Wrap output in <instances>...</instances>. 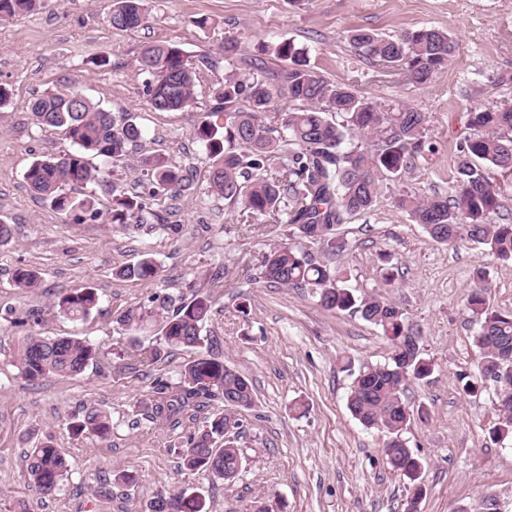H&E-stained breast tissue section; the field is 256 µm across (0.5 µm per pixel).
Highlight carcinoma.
I'll return each instance as SVG.
<instances>
[{"label": "carcinoma", "mask_w": 512, "mask_h": 512, "mask_svg": "<svg viewBox=\"0 0 512 512\" xmlns=\"http://www.w3.org/2000/svg\"><path fill=\"white\" fill-rule=\"evenodd\" d=\"M41 0H0V20L33 12ZM148 19L146 0H113L110 23L122 31L143 26ZM350 45L370 64L400 73L424 86L444 72L456 44L443 29L421 27L396 38L383 37L363 28L347 36ZM282 62L270 71L264 61L254 66L249 78L233 71L215 99L224 125L200 122L196 137L205 148L212 191L228 204L240 208L244 224H272L274 234L322 243L337 255L344 240L336 230L351 217L373 209L381 182L401 179L418 160L433 151L428 141V117L409 105H382L359 95L345 83L326 79L309 64L308 51L283 41L275 45ZM142 71L148 104L156 111H178L193 105L199 75L195 64L176 44L161 42L144 46ZM280 99L294 108L272 119L268 111ZM34 125L55 128L76 149L59 156L35 160L25 174L32 193L48 201L74 221L103 220L123 228L158 224L173 233L182 226L164 223L151 208L162 195H174L190 177V169L177 166L160 154H143L137 169L146 177L147 192L129 195L112 184V198L104 206L88 194L69 195V185L103 182L106 171L94 166L88 156L120 161L142 139L141 128L125 115L118 117L74 91H50L30 105ZM474 133L457 149L455 176L450 195L422 198L406 190L395 198L397 209L422 227L439 244L453 245L462 238L476 242L504 261H512V224H495L493 216L512 181L499 184L489 177L492 169L512 177V108L476 106L469 113ZM119 279L152 282L160 277V265L149 253L115 272ZM37 270L13 269V286L27 290L36 286ZM484 272L474 270V285L466 297V309L477 325L473 344L477 359L473 371L458 377L462 390L475 394L487 382L498 388L499 398L512 399V310L490 304ZM256 284L310 290L321 307L329 311H353L379 327L391 344L388 363L366 367L354 374L348 409L363 426L389 436L383 448L388 469L409 481L406 512H417L426 494L421 482L424 464L402 435L411 421L409 407L401 399V380L424 379L433 372L420 344H407L416 335L404 311L376 297L359 298L344 285L342 272L288 243L273 244L262 253L253 274ZM99 296L91 286L76 288L58 297L52 308L60 315L84 321L97 310ZM213 300L207 292L151 294L147 300L125 310L117 322L133 331L159 339L161 346L145 348L134 341L127 359L154 363L161 351L195 350L197 355L182 364L178 378H157L152 393L142 403L146 420L166 434L185 428L214 403L224 404L207 417L205 425L177 437L169 445L187 471L206 472L233 486L243 470L246 456L238 445L241 412L256 405L252 383L220 358L203 351L207 339L202 329L212 315ZM104 354L86 339L43 336L34 331L19 348L15 367L28 382L51 377L75 378ZM72 436L104 442L112 433L110 413L84 407L67 424ZM494 441L512 437V402L501 409L498 422L489 431ZM24 468L31 485L43 495L59 491L67 479L65 454L51 441H41L24 451ZM149 512H209L206 498L182 488L154 493Z\"/></svg>", "instance_id": "1"}]
</instances>
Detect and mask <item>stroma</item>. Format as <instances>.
I'll return each instance as SVG.
<instances>
[{"label":"stroma","instance_id":"1","mask_svg":"<svg viewBox=\"0 0 512 512\" xmlns=\"http://www.w3.org/2000/svg\"><path fill=\"white\" fill-rule=\"evenodd\" d=\"M112 3L44 0L32 13L0 21V85L11 92L0 108V220L13 230L11 243L0 247V512L21 503L28 512H145L163 487L201 488L210 512H252L255 501L268 499L283 512H403L407 483L385 464L383 433L364 427L347 408L351 370L386 363L388 340L359 314L323 309L311 291L248 285V270L272 241L270 227L240 223L237 208L212 194L195 135L225 71L246 78L255 59L276 64L274 54L259 55L258 47L281 41L306 48L329 80L429 117L434 152L401 182H385L374 208L339 228L346 249L337 263L357 296L405 310L433 366L431 376L408 380L402 394L413 413L403 437L424 462L419 512H476L489 493L512 512V440L496 444L489 436L499 414L497 390L489 383L469 396L457 382L477 356L466 309L473 268H484L491 304L512 310V262L467 239L435 243L394 205L403 188L421 197L447 194L471 106H512V0H147L148 22L131 31L112 28ZM201 16L207 27L195 26ZM422 26L448 30L456 41L445 72L425 86L367 64L346 40L357 27L395 37ZM231 38L242 50L230 65L224 42ZM152 41L178 44L194 62L207 59L193 106L160 112L147 104L140 50ZM54 89L133 116L143 131L138 154L160 153L192 170L186 190L154 204L182 232L76 224L29 191L25 173L33 161L73 149L59 131L33 125L28 112L33 99ZM108 172V181L69 187V195L92 193L105 203L115 182L127 193L142 192L135 156ZM147 252L161 267L157 282L114 276L115 268ZM223 264L230 271L221 287H212L211 275ZM19 265L39 273L25 293L11 282ZM387 268L396 287L383 280ZM191 284L213 296L203 328L211 348L247 375L256 393L255 409L242 414L247 464L229 491L212 475L182 471L168 437L152 431L140 407L156 378L176 379L188 353L147 367L121 359L133 334L119 325L120 314L151 293L176 294ZM84 285L96 288L98 311L84 321L53 312L58 296ZM242 294L249 299L244 314ZM34 311L44 335L88 339L105 352V363L76 378L23 379L13 362ZM297 401L307 404L306 414L293 412ZM85 405L111 413L110 439L92 443L69 434L70 414ZM46 439L70 468L61 490L49 496L30 486L22 466L23 451ZM118 468L136 472L137 486L113 484L111 495L101 496V484Z\"/></svg>","mask_w":512,"mask_h":512}]
</instances>
